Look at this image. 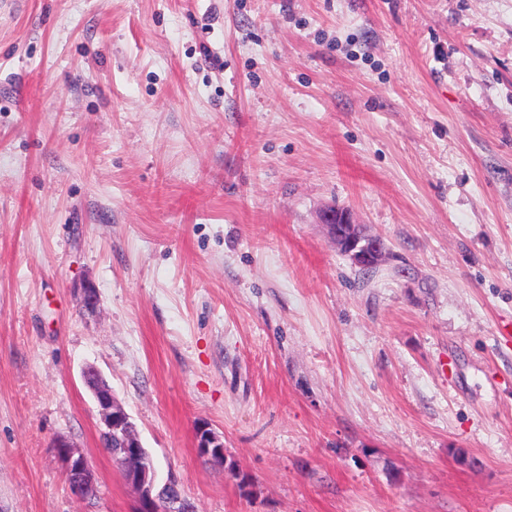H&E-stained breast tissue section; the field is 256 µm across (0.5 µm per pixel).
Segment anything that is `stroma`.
<instances>
[{
	"instance_id": "stroma-1",
	"label": "stroma",
	"mask_w": 512,
	"mask_h": 512,
	"mask_svg": "<svg viewBox=\"0 0 512 512\" xmlns=\"http://www.w3.org/2000/svg\"><path fill=\"white\" fill-rule=\"evenodd\" d=\"M89 365L196 512H512V0H0V512H131ZM330 216L331 212L323 223L336 247L355 267L373 270L385 262L388 250L385 242L379 236L367 233L361 224H356L347 207L336 206V221L342 216L340 224H329ZM196 449L199 455L224 465V439L207 425H198L195 430ZM55 448H57L58 458L71 480L74 496L82 502H88L85 492L95 487L98 481L89 467L85 455L65 438L58 439Z\"/></svg>"
}]
</instances>
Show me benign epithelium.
I'll return each instance as SVG.
<instances>
[{
  "label": "benign epithelium",
  "instance_id": "7a95c632",
  "mask_svg": "<svg viewBox=\"0 0 512 512\" xmlns=\"http://www.w3.org/2000/svg\"><path fill=\"white\" fill-rule=\"evenodd\" d=\"M336 217L341 223H328L326 228L336 247L355 267L373 270L385 262L387 246L380 237L355 223L346 207H336ZM82 379L96 404L101 436L114 443L124 465L123 479L137 494L133 512H192L191 505L182 498L176 480L158 484L151 454L143 447L130 415L99 371L88 366L82 372ZM195 441L199 455L212 462L224 463L222 436L202 424L196 427ZM55 448L71 480L74 496L82 502L87 501L85 492L97 484V478L85 455L65 438L58 439Z\"/></svg>",
  "mask_w": 512,
  "mask_h": 512
}]
</instances>
